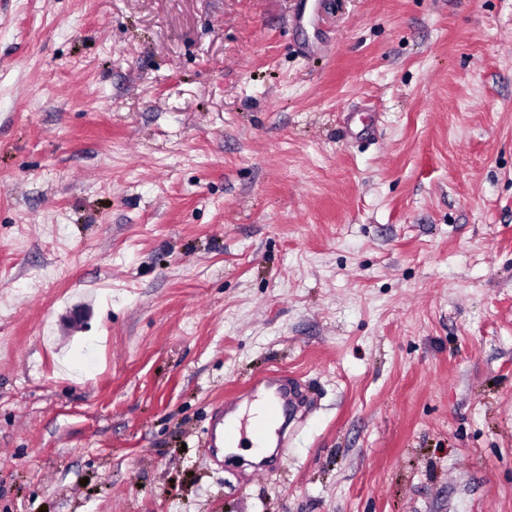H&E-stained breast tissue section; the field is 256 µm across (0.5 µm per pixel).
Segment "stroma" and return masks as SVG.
Masks as SVG:
<instances>
[{"label":"stroma","instance_id":"stroma-1","mask_svg":"<svg viewBox=\"0 0 512 512\" xmlns=\"http://www.w3.org/2000/svg\"><path fill=\"white\" fill-rule=\"evenodd\" d=\"M0 512H512V0H0ZM259 389L253 398L261 401V415L250 426L243 419L228 418L236 408L226 404L224 408H220L211 425V432L205 444V453L213 458H218L219 448H232L240 438L250 434L258 442H264L271 429L275 428L278 432V446L285 447L288 438L284 436L283 429L288 428V418L293 415L296 406V395L292 385L288 384L277 374L267 375L256 381ZM260 391L262 393L259 395ZM239 421V425L237 423ZM267 448H249L242 451L240 448H232L234 454L246 453L255 458H261Z\"/></svg>","mask_w":512,"mask_h":512}]
</instances>
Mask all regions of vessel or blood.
<instances>
[{"instance_id":"b4317fda","label":"vessel or blood","mask_w":512,"mask_h":512,"mask_svg":"<svg viewBox=\"0 0 512 512\" xmlns=\"http://www.w3.org/2000/svg\"><path fill=\"white\" fill-rule=\"evenodd\" d=\"M257 384L261 391V415L253 423H240L231 418V406H224L217 411L211 432L205 444V452L214 457L220 448L234 447L238 439L253 436L257 441H265L270 431H279V445H286L287 439L282 431L288 426V420L292 416L296 406V395L292 385L286 379L276 374H271L258 379Z\"/></svg>"}]
</instances>
